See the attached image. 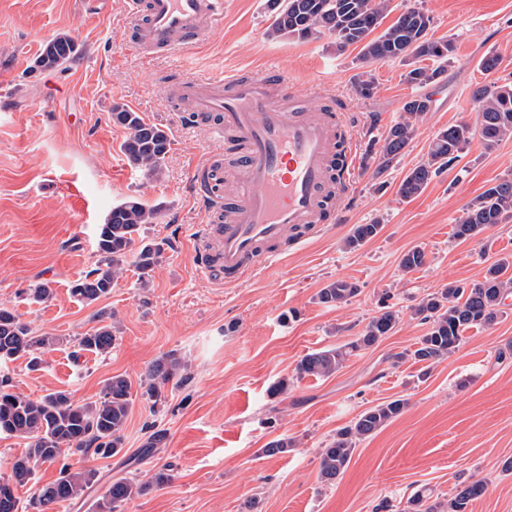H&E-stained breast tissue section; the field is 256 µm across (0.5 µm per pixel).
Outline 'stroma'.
<instances>
[{
	"label": "stroma",
	"instance_id": "stroma-1",
	"mask_svg": "<svg viewBox=\"0 0 512 512\" xmlns=\"http://www.w3.org/2000/svg\"><path fill=\"white\" fill-rule=\"evenodd\" d=\"M391 6L385 24L405 9H423L433 38L452 40L456 51L441 81L423 87L433 107L417 121L404 155L377 179L370 149L415 92L400 62L366 65L360 46L340 51L326 36L269 37L267 0H225L219 33L157 58L128 49V0H0V100L8 102L0 111V305L57 339L39 369L23 358L0 361V380L33 398L63 390L77 403L99 399L112 376L132 383L122 452L66 456L72 468L97 470L98 481L54 512H96L95 502L120 477L147 490L115 512H373L383 501L403 512L418 490L445 503L475 480L486 490L467 512H512V469L505 467L512 460V295L496 323L467 330L459 348L431 369L392 360L427 332L412 314L423 298L451 282L479 283L492 264L512 261V219L473 240L453 236L466 205L512 177V139L490 152L472 139L421 195L398 194L436 132L477 123L475 87L512 83V0ZM61 33L77 42L78 59L63 70L30 73L43 45ZM492 52L502 65L490 77L479 62ZM268 68L287 76L305 107L344 115L363 164L350 192L336 198L335 223L225 287L198 273L186 236L206 221L192 186L214 145L205 125L174 112L161 86L186 69L254 75ZM365 71L376 85L368 98L355 92ZM116 104L168 133L161 177L128 164L121 146L129 132L111 117ZM130 196L158 209L144 236L162 243L160 262L148 285L131 265L109 295L85 303L71 285L95 268L98 227ZM375 220L382 226L375 238L345 249L353 225ZM414 247L427 262L407 273L399 261ZM339 279L357 284L358 295L340 307L321 303L320 289ZM43 281L53 296L38 301L30 290ZM384 301L400 316L392 336L352 352L330 377L297 375L304 355L353 340ZM102 322L116 326L111 353L80 350L79 336ZM168 353L187 368L156 405L139 383L147 364ZM282 379L287 392L271 396ZM397 398L406 400L404 412L357 444L336 481H321L319 452L337 430ZM157 430L164 442L147 447ZM282 438L291 448L267 454ZM163 468L172 480L155 485Z\"/></svg>",
	"mask_w": 512,
	"mask_h": 512
}]
</instances>
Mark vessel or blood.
Returning <instances> with one entry per match:
<instances>
[{
  "mask_svg": "<svg viewBox=\"0 0 512 512\" xmlns=\"http://www.w3.org/2000/svg\"><path fill=\"white\" fill-rule=\"evenodd\" d=\"M130 12L131 48L168 56L211 37L224 0H130ZM162 91L195 119L216 117L215 152L230 155L236 170L224 221L201 225L193 236L205 277L237 283L275 258L283 242L303 244L333 222L331 193L350 187L361 159L341 140L332 113L287 105V82L272 70L184 76ZM222 185L221 168L212 169L197 193L204 211L213 210Z\"/></svg>",
  "mask_w": 512,
  "mask_h": 512,
  "instance_id": "1",
  "label": "vessel or blood"
}]
</instances>
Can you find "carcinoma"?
I'll use <instances>...</instances> for the list:
<instances>
[{"mask_svg": "<svg viewBox=\"0 0 512 512\" xmlns=\"http://www.w3.org/2000/svg\"><path fill=\"white\" fill-rule=\"evenodd\" d=\"M391 0H268L272 18L269 35L275 38L292 37L317 39L323 35L334 38L338 49L361 46V58L366 63L400 61L410 69L406 81L417 87L436 82L445 72V64L453 62V41L435 40L429 36L432 18L419 8L408 9L380 34L375 31L391 11ZM78 48L74 39L61 34L45 45L35 59L33 68L52 70L75 60ZM439 62L434 68L419 65L424 60ZM472 99L478 112V125L466 122L439 130L429 144L425 157L402 179L398 193L404 199L420 195L433 176L450 168L465 146L479 136L483 147L490 151L500 142L512 138V84L495 83L476 87ZM431 99L415 95L403 104L404 116L394 123L381 138L377 151L378 163L374 175L385 172L399 159L415 135L418 118L430 111ZM112 121L130 130L122 144V152L131 166L155 177L164 172L171 140L165 130L149 124L137 112L120 106L112 108ZM157 209L144 205L138 198L129 197L115 205L100 225L96 249L97 267L71 288L72 294L91 304L111 293L112 283L127 264L135 265L139 280L144 282L154 271L163 253L160 243L146 242L143 226L155 223ZM512 217V178L494 182L467 206L465 216L455 227L459 239H475L488 228L502 224ZM381 225L356 224L344 241L345 248L356 250L374 238ZM426 263L421 248L407 251L400 260L404 270H414ZM512 262L505 260L487 270L484 280L467 288L450 282L428 295L413 308V315L429 324L416 349L394 355L399 362L412 358L416 362H439L454 352L463 341L464 332L472 327L490 325L501 313V302L512 293ZM358 287L338 279L319 291L320 302L332 306L349 303ZM399 323V315L389 305L366 324L361 335L351 342L321 349L305 355L297 366L299 376L329 377L335 374L352 352L374 346L391 335ZM115 336L112 326L96 327L78 338L80 350L107 354L112 350ZM53 343V338L38 334L21 322L9 308L0 307V359L28 357L29 364H38L37 352ZM182 369L175 354H166L153 361L145 371L140 387L142 395L153 402L164 398L163 388ZM131 382L115 375L104 385L96 401L76 404L64 391L32 398L7 390L0 381V434L27 436L29 448L17 457L8 479L0 480V512H18L14 489L30 480L37 466L53 464L67 452L93 451L99 457L110 458L123 450V431L131 410ZM406 402L395 399L360 414L354 424L336 432V438L319 456V476L332 482L348 466L357 442L371 436L404 411ZM93 469L71 468L64 464L54 482L39 488L33 504L48 512L50 506L72 501L96 482ZM146 490L123 477L112 481L99 503V512H114L117 504ZM485 486L480 481L469 483L459 490L448 504L425 505L427 498L420 492L407 501V512H466L468 504L480 497Z\"/></svg>", "mask_w": 512, "mask_h": 512, "instance_id": "obj_1", "label": "carcinoma"}]
</instances>
